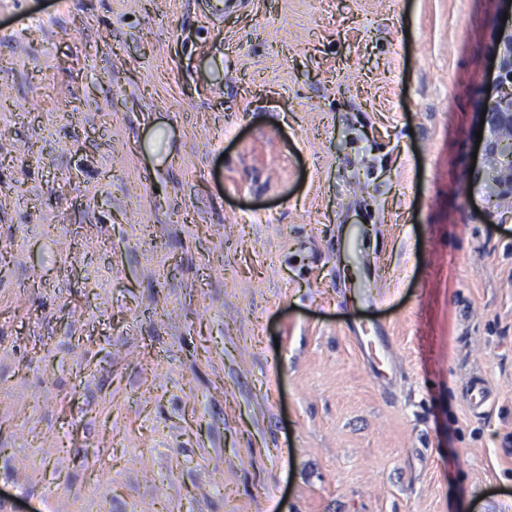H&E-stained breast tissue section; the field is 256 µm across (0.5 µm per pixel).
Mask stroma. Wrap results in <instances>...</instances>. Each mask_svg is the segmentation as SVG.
Returning a JSON list of instances; mask_svg holds the SVG:
<instances>
[{
    "instance_id": "35a3bbf8",
    "label": "stroma",
    "mask_w": 512,
    "mask_h": 512,
    "mask_svg": "<svg viewBox=\"0 0 512 512\" xmlns=\"http://www.w3.org/2000/svg\"><path fill=\"white\" fill-rule=\"evenodd\" d=\"M507 9L0 0V512H512ZM512 30L504 27L499 30L494 53V72L487 82V94L480 108V118L484 108V136L481 143L480 165L474 172V181L487 183V192L492 191L501 206L506 204V210L501 211L500 223L512 219V167H500L496 171L489 169L491 159L509 150L512 145ZM491 86V90H488ZM509 214V215H508ZM462 398L475 416L487 414L493 402L489 384L481 374L469 377L462 389Z\"/></svg>"
}]
</instances>
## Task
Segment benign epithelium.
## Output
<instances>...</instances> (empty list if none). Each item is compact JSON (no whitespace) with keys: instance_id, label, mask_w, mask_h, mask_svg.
Returning <instances> with one entry per match:
<instances>
[{"instance_id":"obj_1","label":"benign epithelium","mask_w":512,"mask_h":512,"mask_svg":"<svg viewBox=\"0 0 512 512\" xmlns=\"http://www.w3.org/2000/svg\"><path fill=\"white\" fill-rule=\"evenodd\" d=\"M512 30L499 31L494 53V72L487 85L482 107L487 109L481 143L480 165L474 172V181L487 184V190L494 194L500 205L506 206L501 212L500 222L512 219V167L504 166L495 171L489 169L491 159L500 156L512 146Z\"/></svg>"}]
</instances>
